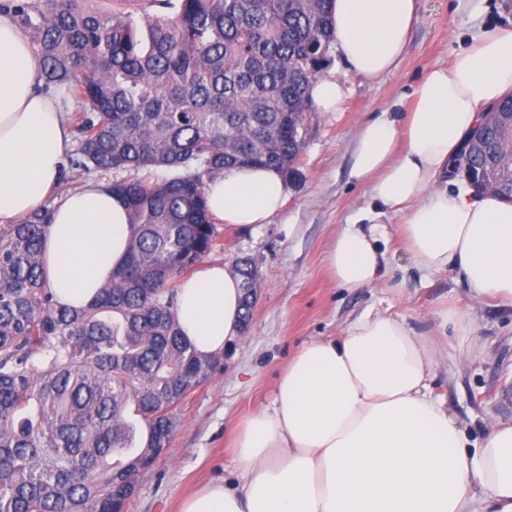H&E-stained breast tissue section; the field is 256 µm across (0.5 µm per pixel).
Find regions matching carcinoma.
I'll return each mask as SVG.
<instances>
[{"label": "carcinoma", "instance_id": "carcinoma-1", "mask_svg": "<svg viewBox=\"0 0 512 512\" xmlns=\"http://www.w3.org/2000/svg\"><path fill=\"white\" fill-rule=\"evenodd\" d=\"M0 0L31 35L43 87L64 85L70 169L115 175L134 232L125 265L83 308L47 287L50 209L0 225V512H121L165 448L176 410L224 367L182 336L176 281L220 247L206 186L246 165L299 175L311 88L333 43L330 0ZM512 182V129L482 121ZM168 174L147 179L141 172ZM242 322L259 285L236 260Z\"/></svg>", "mask_w": 512, "mask_h": 512}]
</instances>
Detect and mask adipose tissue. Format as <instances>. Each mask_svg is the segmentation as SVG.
Listing matches in <instances>:
<instances>
[{"label":"adipose tissue","mask_w":512,"mask_h":512,"mask_svg":"<svg viewBox=\"0 0 512 512\" xmlns=\"http://www.w3.org/2000/svg\"><path fill=\"white\" fill-rule=\"evenodd\" d=\"M330 9L351 69L370 81L400 69L418 0H332ZM39 85L27 33L0 15V224L51 204L47 282L61 304L82 307L124 264L133 227L106 181L58 194L73 146L67 107ZM511 93L512 29L478 24L415 83L409 112L360 127L350 176L371 203L332 234L326 263L337 286L384 285L394 214L418 271L457 272L475 300L512 305V205L449 176L483 112ZM287 192L277 170L243 166L213 179L207 202L225 223L262 224ZM241 299L221 264L182 280L177 318L197 352L240 336ZM452 324L478 334L455 311L437 313L423 334L406 315L368 310L340 335L306 341L281 371L272 408L240 423L236 481L196 490L181 512H512V425L492 421L473 436L432 392Z\"/></svg>","instance_id":"1"}]
</instances>
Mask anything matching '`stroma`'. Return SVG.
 <instances>
[{"instance_id": "35a3bbf8", "label": "stroma", "mask_w": 512, "mask_h": 512, "mask_svg": "<svg viewBox=\"0 0 512 512\" xmlns=\"http://www.w3.org/2000/svg\"><path fill=\"white\" fill-rule=\"evenodd\" d=\"M478 21L512 28V0H419V20L399 72L375 82L331 52L319 76L339 82L345 96L339 111L315 106L309 112L300 175L289 184L282 211L264 224H216L221 247L209 262L230 268L246 257L261 278L251 319L225 349L223 372L179 405L169 448L139 476L125 512H179L188 493L233 480L236 427L271 406L277 377L292 354L309 339L338 334L371 307L405 314L421 332L426 318L443 308L472 315L480 346L472 348L464 332L449 328V356L464 352L468 358L462 366L439 369L434 391L473 436H481L490 418L512 425V305L473 301L452 271L421 276L402 249L398 215L389 219V288L337 287L325 260L335 226L368 201L350 177V147L359 127L410 93L428 68L446 62Z\"/></svg>"}]
</instances>
